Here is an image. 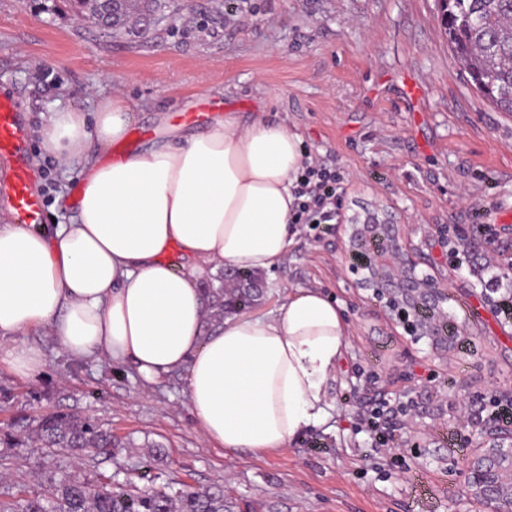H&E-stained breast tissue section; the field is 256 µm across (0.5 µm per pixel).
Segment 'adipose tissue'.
Listing matches in <instances>:
<instances>
[{
    "mask_svg": "<svg viewBox=\"0 0 512 512\" xmlns=\"http://www.w3.org/2000/svg\"><path fill=\"white\" fill-rule=\"evenodd\" d=\"M132 117L121 93L95 112L55 111L41 149L80 163L68 224L0 225V361L41 374L37 337L76 358H107L148 384L172 374L211 444L265 455L325 422L346 352L342 308L317 288L267 315L212 330L203 283L222 270L272 271L295 233L300 137L234 112L203 128L159 115L150 148L113 156Z\"/></svg>",
    "mask_w": 512,
    "mask_h": 512,
    "instance_id": "ef3b65f1",
    "label": "adipose tissue"
}]
</instances>
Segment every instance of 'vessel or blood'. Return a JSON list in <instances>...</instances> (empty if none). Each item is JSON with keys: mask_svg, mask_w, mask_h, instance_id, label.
Returning a JSON list of instances; mask_svg holds the SVG:
<instances>
[{"mask_svg": "<svg viewBox=\"0 0 512 512\" xmlns=\"http://www.w3.org/2000/svg\"><path fill=\"white\" fill-rule=\"evenodd\" d=\"M30 133L12 99L0 97V156L12 162V220L28 226L42 221V201L28 163Z\"/></svg>", "mask_w": 512, "mask_h": 512, "instance_id": "1", "label": "vessel or blood"}]
</instances>
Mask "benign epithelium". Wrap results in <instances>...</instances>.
Wrapping results in <instances>:
<instances>
[{
	"mask_svg": "<svg viewBox=\"0 0 512 512\" xmlns=\"http://www.w3.org/2000/svg\"><path fill=\"white\" fill-rule=\"evenodd\" d=\"M359 208L344 225L354 285L370 292L407 335L428 339L439 353L449 352L452 337L467 330L448 318L447 285L418 274L402 218L376 203ZM472 442L474 452L463 461L470 497L490 505L492 512H512V427L483 422L472 430Z\"/></svg>",
	"mask_w": 512,
	"mask_h": 512,
	"instance_id": "7a95c632",
	"label": "benign epithelium"
}]
</instances>
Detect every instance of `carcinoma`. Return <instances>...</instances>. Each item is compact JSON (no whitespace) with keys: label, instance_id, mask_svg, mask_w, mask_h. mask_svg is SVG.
I'll return each instance as SVG.
<instances>
[{"label":"carcinoma","instance_id":"cac0c4a2","mask_svg":"<svg viewBox=\"0 0 512 512\" xmlns=\"http://www.w3.org/2000/svg\"><path fill=\"white\" fill-rule=\"evenodd\" d=\"M82 14L94 13L112 30L123 29L122 12L112 13L105 0H73ZM448 35L454 59L470 75L475 87L499 111L512 114V0H447ZM212 303L222 312L251 308L263 295L236 291L220 284L208 289ZM15 446L35 444L49 452L66 450L78 457L109 454L112 431L93 417L55 412L23 427V436L4 434ZM0 512H233L224 490L178 489L169 486L141 489L129 482L94 485L69 475L49 484L47 494L22 502L0 500Z\"/></svg>","mask_w":512,"mask_h":512}]
</instances>
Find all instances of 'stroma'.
Wrapping results in <instances>:
<instances>
[{
  "mask_svg": "<svg viewBox=\"0 0 512 512\" xmlns=\"http://www.w3.org/2000/svg\"><path fill=\"white\" fill-rule=\"evenodd\" d=\"M145 36L78 21L70 0H0V94L20 103L28 161L44 223H70L81 167L40 149L51 110L94 111L120 92L134 118L114 149L149 147L156 116L234 111L243 121L283 123L305 157L332 163L355 200L401 216L425 259L418 272L444 281L450 312L473 351L435 355L388 323L348 271L342 225L303 224L288 260L262 275L256 311L297 287L336 299L350 329L327 421L261 457L210 445L195 428L181 375L145 390L129 368L66 354L40 337L46 368L24 379L0 363V432L41 414H88L111 427L107 459L0 448V498L34 491L39 472L81 467L91 481H137L152 446L166 460L160 483L220 486L236 512H487L467 500L459 421L483 397L512 394V326L489 299L500 269L494 246L512 245V115L497 111L453 60L438 0H171ZM400 398L395 448L377 457L361 429L368 402Z\"/></svg>",
  "mask_w": 512,
  "mask_h": 512,
  "instance_id": "stroma-1",
  "label": "stroma"
}]
</instances>
